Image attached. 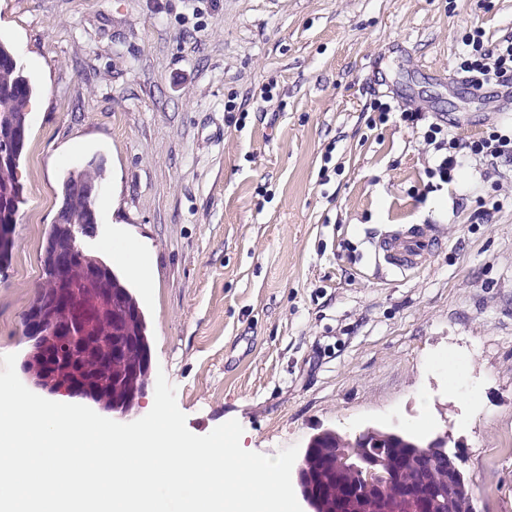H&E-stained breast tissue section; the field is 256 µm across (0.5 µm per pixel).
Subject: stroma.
Masks as SVG:
<instances>
[{"mask_svg": "<svg viewBox=\"0 0 512 512\" xmlns=\"http://www.w3.org/2000/svg\"><path fill=\"white\" fill-rule=\"evenodd\" d=\"M476 29L512 40V0H0L36 87L0 355L29 354L60 182L98 156L84 246L132 285L192 433L235 419L273 456L327 429L447 432L473 512H512V161L446 181L424 137L512 138V90L455 69ZM404 224L435 246L394 274L371 241Z\"/></svg>", "mask_w": 512, "mask_h": 512, "instance_id": "stroma-1", "label": "stroma"}]
</instances>
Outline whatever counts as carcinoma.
Instances as JSON below:
<instances>
[{"mask_svg":"<svg viewBox=\"0 0 512 512\" xmlns=\"http://www.w3.org/2000/svg\"><path fill=\"white\" fill-rule=\"evenodd\" d=\"M34 85L10 47L0 42V266L15 248V228L24 203L18 170L28 135V106ZM102 165L94 160L71 170L62 183V200L45 247V281L22 318L23 335L46 343L33 353L49 361L50 381L74 385L105 407L129 408L150 376V347L143 311L127 281L103 258L87 253L72 230L96 224V201L85 187L102 184ZM71 296L97 311L81 328L74 327L61 300ZM72 328L67 340L55 338L58 329ZM410 434L382 432L373 447L382 462L384 478L373 493L354 492L336 466V449L353 448L334 431L311 439L301 465L316 512H473L468 493L448 492V481L465 473L458 456L444 465L428 448L408 444Z\"/></svg>","mask_w":512,"mask_h":512,"instance_id":"carcinoma-1","label":"carcinoma"}]
</instances>
